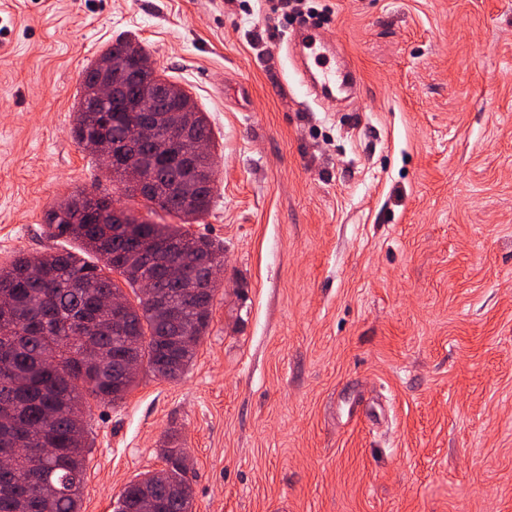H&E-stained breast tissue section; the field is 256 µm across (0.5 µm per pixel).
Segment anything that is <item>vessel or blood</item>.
Returning a JSON list of instances; mask_svg holds the SVG:
<instances>
[{"instance_id":"1","label":"vessel or blood","mask_w":512,"mask_h":512,"mask_svg":"<svg viewBox=\"0 0 512 512\" xmlns=\"http://www.w3.org/2000/svg\"><path fill=\"white\" fill-rule=\"evenodd\" d=\"M290 52L295 56L292 68L300 85L318 102L335 100L337 90L357 81L353 66L334 57L331 43L321 28L310 25L297 29Z\"/></svg>"}]
</instances>
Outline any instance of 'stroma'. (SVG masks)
Instances as JSON below:
<instances>
[{
  "label": "stroma",
  "instance_id": "stroma-1",
  "mask_svg": "<svg viewBox=\"0 0 512 512\" xmlns=\"http://www.w3.org/2000/svg\"><path fill=\"white\" fill-rule=\"evenodd\" d=\"M323 2L359 83L320 106L269 0H0V266L59 248L74 190L149 214L72 135L114 39L216 144L209 328L180 380L92 405L81 512L172 436L193 512H512V0Z\"/></svg>",
  "mask_w": 512,
  "mask_h": 512
}]
</instances>
